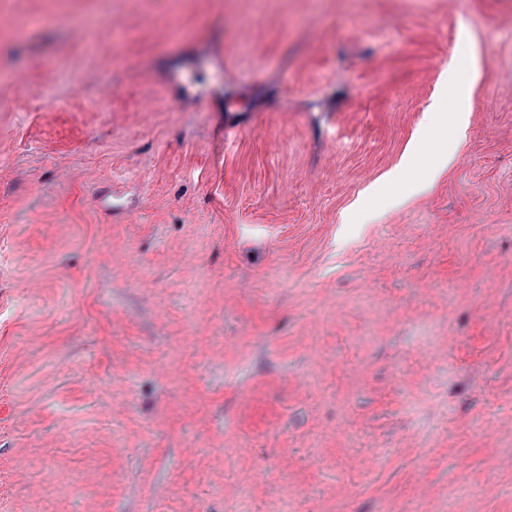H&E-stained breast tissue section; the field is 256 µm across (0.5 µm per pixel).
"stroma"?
<instances>
[{"mask_svg": "<svg viewBox=\"0 0 512 512\" xmlns=\"http://www.w3.org/2000/svg\"><path fill=\"white\" fill-rule=\"evenodd\" d=\"M0 57V512H512V0H0ZM451 147V143H448L446 140L444 142L442 152L438 155L435 166L426 177L416 180L413 183L412 193H416L417 195H424L433 188L437 178L442 174L443 170L448 165V152L450 151Z\"/></svg>", "mask_w": 512, "mask_h": 512, "instance_id": "stroma-1", "label": "stroma"}]
</instances>
